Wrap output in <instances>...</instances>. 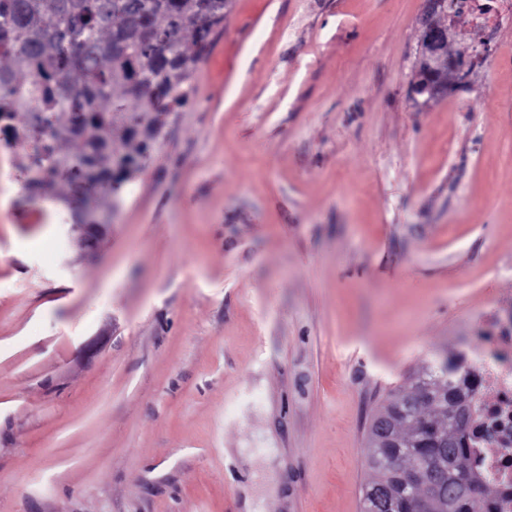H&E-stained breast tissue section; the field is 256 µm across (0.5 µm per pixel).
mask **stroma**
<instances>
[{"instance_id": "stroma-1", "label": "stroma", "mask_w": 512, "mask_h": 512, "mask_svg": "<svg viewBox=\"0 0 512 512\" xmlns=\"http://www.w3.org/2000/svg\"><path fill=\"white\" fill-rule=\"evenodd\" d=\"M233 0L135 176L0 205V512H361L390 389L512 306V16ZM446 0H425V9L421 18L422 24L428 32L426 42L421 44L420 57L417 62L415 79L411 85V96L418 106H428L446 96L458 91L464 83L469 70L476 58L462 66L451 59H445L442 55L441 45L448 43V36L458 16L448 14V24L444 28L430 27L428 21L434 13L446 12ZM451 73H455L456 80L450 79ZM419 97L422 100H419Z\"/></svg>"}]
</instances>
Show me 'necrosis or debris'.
<instances>
[{"label":"necrosis or debris","instance_id":"obj_1","mask_svg":"<svg viewBox=\"0 0 512 512\" xmlns=\"http://www.w3.org/2000/svg\"><path fill=\"white\" fill-rule=\"evenodd\" d=\"M477 367L470 446L478 470L493 488L479 512H512V311L486 321Z\"/></svg>","mask_w":512,"mask_h":512}]
</instances>
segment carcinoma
I'll use <instances>...</instances> for the list:
<instances>
[{"instance_id": "obj_1", "label": "carcinoma", "mask_w": 512, "mask_h": 512, "mask_svg": "<svg viewBox=\"0 0 512 512\" xmlns=\"http://www.w3.org/2000/svg\"><path fill=\"white\" fill-rule=\"evenodd\" d=\"M230 2L0 0V118L19 112L28 132L85 113L82 153L94 156L102 176L129 178L154 141L155 112L189 98L191 73ZM201 14L205 27L196 23ZM127 102L137 106L136 127L116 116ZM475 378L464 356H446L389 392L369 427L372 476L362 498L374 512H413L431 492L446 512H478L494 494L469 456ZM416 469L447 477L431 491L405 479Z\"/></svg>"}]
</instances>
